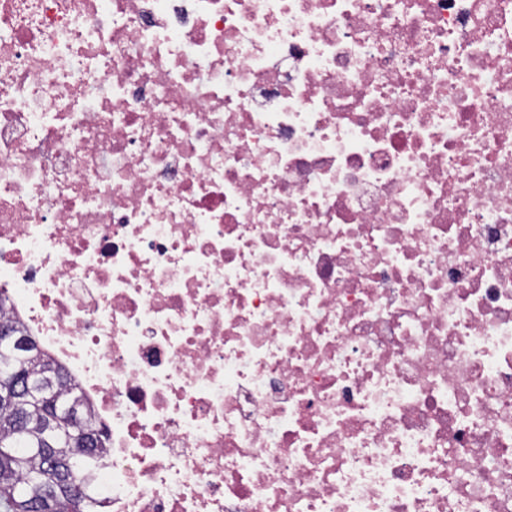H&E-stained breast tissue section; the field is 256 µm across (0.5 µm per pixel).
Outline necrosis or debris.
Masks as SVG:
<instances>
[{"mask_svg": "<svg viewBox=\"0 0 512 512\" xmlns=\"http://www.w3.org/2000/svg\"><path fill=\"white\" fill-rule=\"evenodd\" d=\"M0 308L105 512H512V0H0Z\"/></svg>", "mask_w": 512, "mask_h": 512, "instance_id": "necrosis-or-debris-1", "label": "necrosis or debris"}]
</instances>
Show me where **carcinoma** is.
I'll list each match as a JSON object with an SVG mask.
<instances>
[{
  "mask_svg": "<svg viewBox=\"0 0 512 512\" xmlns=\"http://www.w3.org/2000/svg\"><path fill=\"white\" fill-rule=\"evenodd\" d=\"M19 349L0 342V512H93L97 501L85 494L70 500L68 487L87 483V471L99 463V449L88 452L78 432L58 418L67 405L66 394L74 390L68 375L45 379L44 367L55 360L37 350L33 340ZM26 374L36 391L34 397L5 402L9 379ZM28 425H17L19 415Z\"/></svg>",
  "mask_w": 512,
  "mask_h": 512,
  "instance_id": "obj_1",
  "label": "carcinoma"
}]
</instances>
